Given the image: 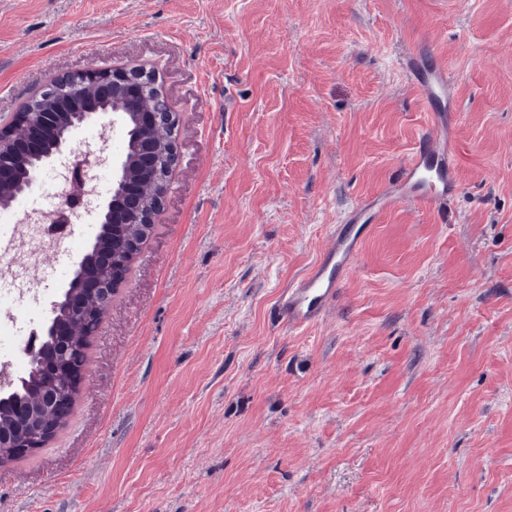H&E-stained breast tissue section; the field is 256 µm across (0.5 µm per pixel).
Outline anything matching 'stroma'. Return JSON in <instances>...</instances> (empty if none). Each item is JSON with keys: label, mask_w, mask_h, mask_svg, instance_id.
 I'll return each mask as SVG.
<instances>
[{"label": "stroma", "mask_w": 512, "mask_h": 512, "mask_svg": "<svg viewBox=\"0 0 512 512\" xmlns=\"http://www.w3.org/2000/svg\"><path fill=\"white\" fill-rule=\"evenodd\" d=\"M448 66L460 193L384 212L334 307L271 313L430 110ZM140 66L179 158L56 438L0 512H512V0H0V121L50 78ZM112 117L76 129L92 152ZM78 263L36 253L20 323Z\"/></svg>", "instance_id": "35a3bbf8"}]
</instances>
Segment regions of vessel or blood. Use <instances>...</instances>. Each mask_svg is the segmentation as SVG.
<instances>
[{
  "mask_svg": "<svg viewBox=\"0 0 512 512\" xmlns=\"http://www.w3.org/2000/svg\"><path fill=\"white\" fill-rule=\"evenodd\" d=\"M403 66L416 82L422 98L437 102L419 135L416 151L405 163L393 190L357 202L345 224L330 233L332 245L305 273L280 292L275 307L293 328L319 322L336 300L346 276L353 270L366 232L379 212L402 204L423 209L457 192L454 130L457 114L446 108L448 71L427 63L424 52H408Z\"/></svg>",
  "mask_w": 512,
  "mask_h": 512,
  "instance_id": "vessel-or-blood-1",
  "label": "vessel or blood"
}]
</instances>
